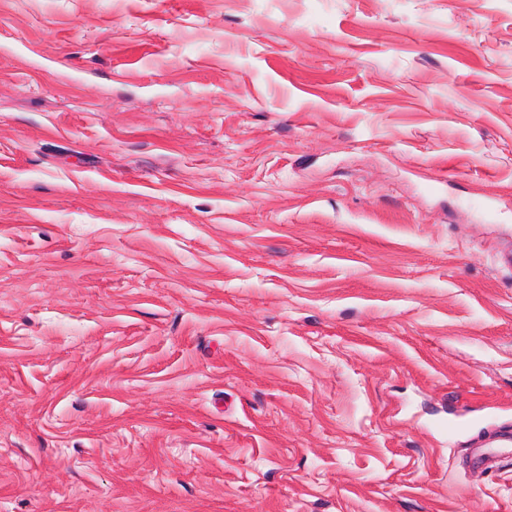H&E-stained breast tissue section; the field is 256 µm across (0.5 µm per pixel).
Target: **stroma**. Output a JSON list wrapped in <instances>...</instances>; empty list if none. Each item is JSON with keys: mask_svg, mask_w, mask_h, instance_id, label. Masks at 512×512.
<instances>
[{"mask_svg": "<svg viewBox=\"0 0 512 512\" xmlns=\"http://www.w3.org/2000/svg\"><path fill=\"white\" fill-rule=\"evenodd\" d=\"M512 0H0V512H512Z\"/></svg>", "mask_w": 512, "mask_h": 512, "instance_id": "35a3bbf8", "label": "stroma"}]
</instances>
